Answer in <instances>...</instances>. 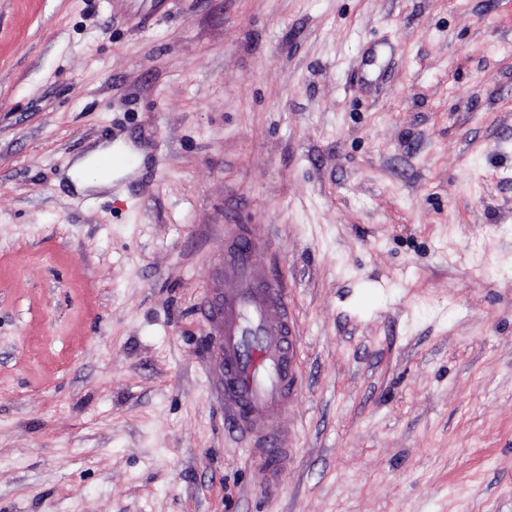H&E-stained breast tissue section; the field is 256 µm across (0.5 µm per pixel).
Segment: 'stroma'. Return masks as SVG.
<instances>
[{
	"label": "stroma",
	"instance_id": "1",
	"mask_svg": "<svg viewBox=\"0 0 512 512\" xmlns=\"http://www.w3.org/2000/svg\"><path fill=\"white\" fill-rule=\"evenodd\" d=\"M228 223L299 338L274 491ZM0 512H512V0H0ZM113 148H120L126 151L120 143L111 145H99L97 148L88 152L82 158L74 162L68 172V176L74 182L78 190H102L112 187L113 175L105 179L90 177L88 171L94 167L98 160L105 155H112ZM258 250L259 240L247 232L224 244L222 284L207 296L204 309L215 333L224 409L231 413L226 428L248 442L276 485L288 463V428L271 426L270 416L288 412L297 398L298 338L285 284L263 266ZM249 337L259 341L252 352Z\"/></svg>",
	"mask_w": 512,
	"mask_h": 512
}]
</instances>
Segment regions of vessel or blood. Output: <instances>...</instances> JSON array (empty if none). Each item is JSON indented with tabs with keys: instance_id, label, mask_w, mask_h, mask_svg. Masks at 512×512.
I'll use <instances>...</instances> for the list:
<instances>
[{
	"instance_id": "vessel-or-blood-1",
	"label": "vessel or blood",
	"mask_w": 512,
	"mask_h": 512,
	"mask_svg": "<svg viewBox=\"0 0 512 512\" xmlns=\"http://www.w3.org/2000/svg\"><path fill=\"white\" fill-rule=\"evenodd\" d=\"M258 250V239L247 232L225 244L222 284L204 309L215 333L227 428L276 475L288 462V430L271 426L270 416L297 398L298 338L286 287L263 266Z\"/></svg>"
}]
</instances>
